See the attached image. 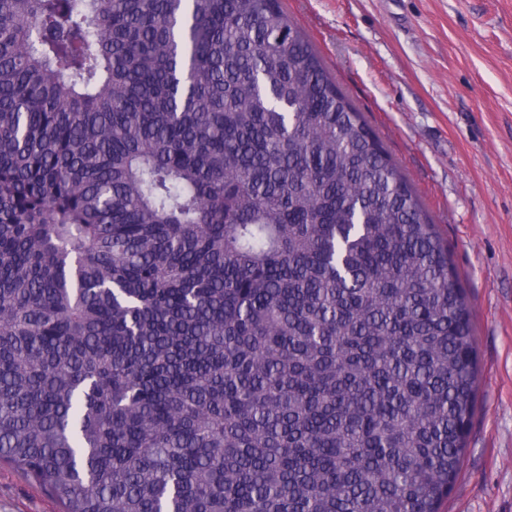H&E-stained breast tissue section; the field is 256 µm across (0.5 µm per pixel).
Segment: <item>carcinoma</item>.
Listing matches in <instances>:
<instances>
[{
  "label": "carcinoma",
  "instance_id": "cac0c4a2",
  "mask_svg": "<svg viewBox=\"0 0 512 512\" xmlns=\"http://www.w3.org/2000/svg\"><path fill=\"white\" fill-rule=\"evenodd\" d=\"M478 386L280 0H0V463L62 512H440Z\"/></svg>",
  "mask_w": 512,
  "mask_h": 512
}]
</instances>
